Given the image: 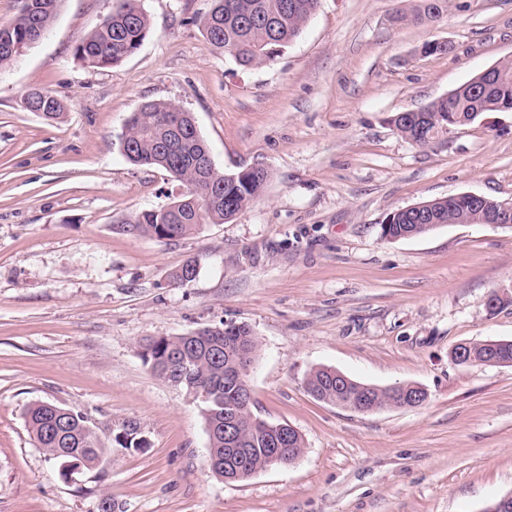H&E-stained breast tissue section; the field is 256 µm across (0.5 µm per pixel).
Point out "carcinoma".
<instances>
[{
    "label": "carcinoma",
    "mask_w": 512,
    "mask_h": 512,
    "mask_svg": "<svg viewBox=\"0 0 512 512\" xmlns=\"http://www.w3.org/2000/svg\"><path fill=\"white\" fill-rule=\"evenodd\" d=\"M61 0H31V7L20 9L16 17L0 22V69L13 64L52 24ZM319 0H215V6L202 22L208 41L224 51L242 67L267 64L293 42L316 11ZM446 0H418L413 11L400 16L415 23L430 21L443 13ZM148 15L138 0H117L104 19L74 49V56L92 68H110L132 56L151 33ZM500 79L485 84L477 75L456 88L451 97H440L420 113L394 116L395 129L417 145H428L443 135V125L455 118L466 125L475 112H499L512 109V62L500 65ZM27 112H38L57 119L64 111L51 91L42 89L31 99L22 100ZM124 154L135 165L159 167L180 181L186 192L169 203L146 209L135 219L133 229L160 241L175 240L191 234L203 223L224 224L233 220L265 189L268 170L261 168L244 177L201 165L205 140L191 122L190 113L166 101H150L126 122ZM217 194L221 202L207 207V194ZM465 206L441 198L431 206L432 215L441 223L454 224ZM382 225V237L397 239L401 232L417 230L421 235L431 226L415 224L409 214L394 211ZM197 264L187 260L171 275L174 286L195 280ZM261 349L258 337L249 325L221 324L195 329L180 336L148 338L141 356L153 374L188 396H201L209 447L222 458L211 472L226 481H245L268 467L269 433L256 425L251 408L236 413L235 439L224 435L226 413L233 410L240 390L238 371L251 365ZM492 354L512 362V343L493 348L481 343L471 347L473 362L485 364ZM306 390L325 403L356 405L364 395L379 408L389 404L387 388L362 390V383L351 379L337 383L330 367L313 369L305 381ZM26 423L37 446L60 462L59 475L67 479L98 466L110 449L104 447L92 430L88 418L50 402L32 404ZM149 441L140 423L128 419L112 435V447L141 451Z\"/></svg>",
    "instance_id": "obj_1"
}]
</instances>
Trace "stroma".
Returning <instances> with one entry per match:
<instances>
[{"label":"stroma","instance_id":"1","mask_svg":"<svg viewBox=\"0 0 512 512\" xmlns=\"http://www.w3.org/2000/svg\"><path fill=\"white\" fill-rule=\"evenodd\" d=\"M414 3L320 0L274 62L243 68L204 35L213 0H140L150 35L96 70L74 48L114 2L62 0L0 71V512H97L104 495L116 512H483L512 493V365L450 356L512 340V226L381 236L421 201L512 199V111L427 146L391 123L512 61V0H447L435 21L395 22ZM428 41L449 50L421 54ZM33 87L64 103L61 118L22 109ZM151 100L193 114L219 171L268 169L233 221L172 241L132 231L182 189L124 155L125 122ZM190 258L196 279L172 285ZM223 322L262 343L253 413L305 441L295 463L235 483L207 468L198 403L139 347ZM321 366L428 398L371 413L323 403L305 389ZM40 401L83 414L107 445L136 419L150 446L62 479L26 425Z\"/></svg>","mask_w":512,"mask_h":512}]
</instances>
